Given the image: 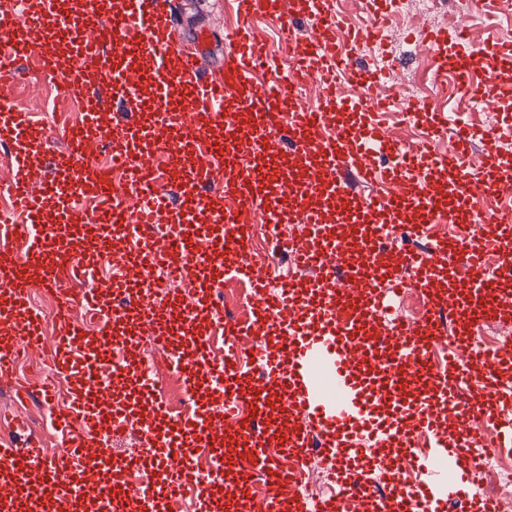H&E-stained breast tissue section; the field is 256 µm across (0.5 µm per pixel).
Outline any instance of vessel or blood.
Wrapping results in <instances>:
<instances>
[{
  "mask_svg": "<svg viewBox=\"0 0 512 512\" xmlns=\"http://www.w3.org/2000/svg\"><path fill=\"white\" fill-rule=\"evenodd\" d=\"M234 47L221 68L209 67L210 31L197 25L189 48L173 40L171 0H32L24 12L0 11V77L23 74L40 60L36 83H58L81 100L80 122L51 127L0 99V149L12 157L0 197V383L16 413L1 415L0 512H63L94 493L96 512H171L187 496L204 512L217 504L244 512L253 479L269 493L263 512H494L465 487L478 473L480 448H512V392H503L500 352L476 347L473 330L487 317L512 319V295L485 266L494 254L512 265V224L479 214L472 200L490 192L512 200L502 171L503 128H477L418 101L401 106L422 130L402 150L388 116L398 97L394 78L357 67L363 43L379 42L388 17L381 0H356L372 24L360 30L327 0H237ZM282 24L280 58L266 47L256 15ZM312 26L292 37L295 23ZM41 31L39 41L23 32ZM438 82L487 112L505 111L495 92L512 70V50L494 36L475 40L468 25L429 31ZM321 90L318 106L295 94L280 61ZM483 80H470L473 72ZM267 74L255 84L256 73ZM155 114L139 117L143 88ZM451 132L447 153L432 151ZM67 144L56 151L54 140ZM289 147L290 164L275 161ZM109 149L110 164L92 158ZM168 153L164 181L146 161ZM48 158L33 168L32 154ZM371 193H354L351 183ZM92 204L84 211L80 200ZM282 227L274 250L305 270L275 277L256 258L251 227ZM477 224L478 238L432 239L438 223ZM99 227L94 250L78 244L79 227ZM166 234H159L160 225ZM113 269L165 266L189 286L190 300L158 297L148 284L123 277L94 287L104 261ZM246 281L252 316L224 314L225 276ZM41 283L57 313L52 345L45 318L29 303ZM413 288L429 312L417 324L392 316L391 295ZM105 311L95 338L71 314ZM224 328L222 361L212 357L210 325ZM278 338L277 350L257 344ZM250 337L252 377L241 371V337ZM165 349L193 404L172 415L163 408L143 361L144 342ZM447 345L441 362L433 353ZM44 354L54 379L44 386L17 375L29 354ZM67 386L55 402V383ZM421 385L420 396L411 389ZM50 404L63 449L43 458L23 411ZM485 412L484 438L466 422ZM139 425L143 452L112 450V435ZM335 460L338 494L308 502L300 493L301 461L312 446ZM241 457L233 483L216 485L198 463L199 449ZM377 483H370L369 474ZM160 475L165 497L152 492Z\"/></svg>",
  "mask_w": 512,
  "mask_h": 512,
  "instance_id": "vessel-or-blood-1",
  "label": "vessel or blood"
}]
</instances>
